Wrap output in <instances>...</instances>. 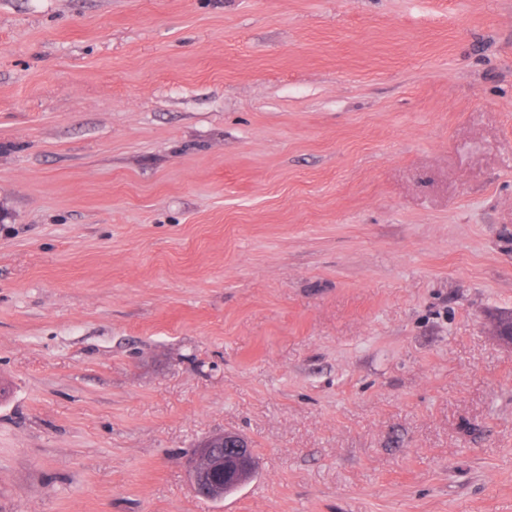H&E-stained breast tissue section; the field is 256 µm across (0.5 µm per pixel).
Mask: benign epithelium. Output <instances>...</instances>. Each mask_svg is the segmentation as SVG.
Returning a JSON list of instances; mask_svg holds the SVG:
<instances>
[{
    "instance_id": "1",
    "label": "benign epithelium",
    "mask_w": 512,
    "mask_h": 512,
    "mask_svg": "<svg viewBox=\"0 0 512 512\" xmlns=\"http://www.w3.org/2000/svg\"><path fill=\"white\" fill-rule=\"evenodd\" d=\"M256 468L254 448L233 432L211 435L201 441L187 463L192 491L211 501L224 500V489L248 482Z\"/></svg>"
}]
</instances>
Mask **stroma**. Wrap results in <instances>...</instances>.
<instances>
[{"label":"stroma","mask_w":512,"mask_h":512,"mask_svg":"<svg viewBox=\"0 0 512 512\" xmlns=\"http://www.w3.org/2000/svg\"><path fill=\"white\" fill-rule=\"evenodd\" d=\"M507 312L512 0H0V512H512ZM255 468L253 446L233 432L217 433L201 441L187 463L192 491L215 502L239 489L226 487L248 482Z\"/></svg>","instance_id":"stroma-1"}]
</instances>
